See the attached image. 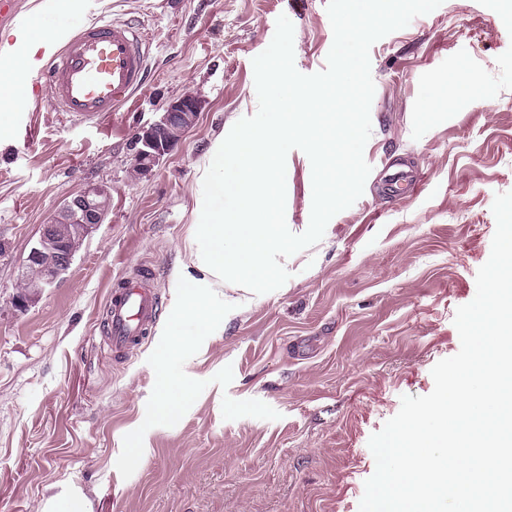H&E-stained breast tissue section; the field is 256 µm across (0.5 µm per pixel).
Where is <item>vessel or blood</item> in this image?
<instances>
[{
  "instance_id": "vessel-or-blood-1",
  "label": "vessel or blood",
  "mask_w": 512,
  "mask_h": 512,
  "mask_svg": "<svg viewBox=\"0 0 512 512\" xmlns=\"http://www.w3.org/2000/svg\"><path fill=\"white\" fill-rule=\"evenodd\" d=\"M149 77L148 48L140 28L103 16L69 36L43 74L52 109L79 121L116 111ZM159 311L151 270L135 271L113 287L106 304L104 339L112 357L132 354L149 336Z\"/></svg>"
}]
</instances>
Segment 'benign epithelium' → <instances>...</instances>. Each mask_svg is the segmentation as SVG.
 I'll return each instance as SVG.
<instances>
[{"label": "benign epithelium", "mask_w": 512, "mask_h": 512, "mask_svg": "<svg viewBox=\"0 0 512 512\" xmlns=\"http://www.w3.org/2000/svg\"><path fill=\"white\" fill-rule=\"evenodd\" d=\"M202 110L203 100L198 94L182 95L171 100L153 123L135 131L134 140L138 149L134 166L139 174L152 172L193 127ZM111 206L112 186L103 182L90 184L63 200L58 212L42 225L37 245L31 247L24 261V271L39 268L42 275L28 291L12 296L14 308L22 310L36 302L44 289L51 286L72 262L75 248L71 241L62 240L56 235V225L78 224L82 236L86 237L103 223Z\"/></svg>", "instance_id": "obj_1"}]
</instances>
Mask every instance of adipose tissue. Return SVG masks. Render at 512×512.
Returning <instances> with one entry per match:
<instances>
[{
  "label": "adipose tissue",
  "mask_w": 512,
  "mask_h": 512,
  "mask_svg": "<svg viewBox=\"0 0 512 512\" xmlns=\"http://www.w3.org/2000/svg\"><path fill=\"white\" fill-rule=\"evenodd\" d=\"M13 36V42L0 44V112L23 108L25 89L37 73L40 55L48 52L62 34L26 23L16 28Z\"/></svg>",
  "instance_id": "adipose-tissue-1"
}]
</instances>
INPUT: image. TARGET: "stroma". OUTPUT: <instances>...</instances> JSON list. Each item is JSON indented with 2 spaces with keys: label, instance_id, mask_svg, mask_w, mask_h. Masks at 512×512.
<instances>
[{
  "label": "stroma",
  "instance_id": "stroma-1",
  "mask_svg": "<svg viewBox=\"0 0 512 512\" xmlns=\"http://www.w3.org/2000/svg\"><path fill=\"white\" fill-rule=\"evenodd\" d=\"M328 0H86L65 26L104 15L149 35L150 79L119 111L86 122L53 111L36 86L0 139V512H41L48 491L82 490L92 512H359L375 472L373 433L404 395L429 394L432 367L455 355L453 320L476 294L512 191V10L502 0H443L370 49L375 94L362 196L323 238L283 265L279 289L245 293L185 364L207 386L173 427L151 428L130 478L116 460L155 384L147 359L161 329L126 361L103 349L116 282L146 265L170 315L178 276H193L202 179L222 133L257 111L253 60L276 20L294 27V62L325 69ZM479 94L452 112L431 91ZM205 106L153 171L136 175L135 130L184 92ZM404 163L406 195L385 179ZM112 186V210L66 275L24 310L11 306L41 226L88 184ZM312 168L286 157V220L303 233ZM232 366L228 386L213 376Z\"/></svg>",
  "mask_w": 512,
  "mask_h": 512
}]
</instances>
